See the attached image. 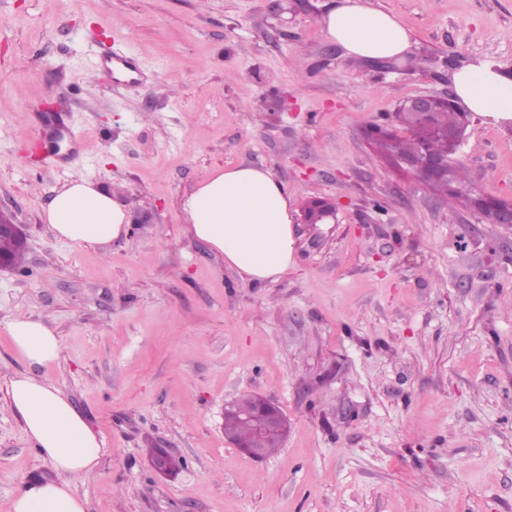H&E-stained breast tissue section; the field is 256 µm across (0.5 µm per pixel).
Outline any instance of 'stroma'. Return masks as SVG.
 I'll return each instance as SVG.
<instances>
[{"mask_svg": "<svg viewBox=\"0 0 512 512\" xmlns=\"http://www.w3.org/2000/svg\"><path fill=\"white\" fill-rule=\"evenodd\" d=\"M328 0H0V208L23 224L0 274V512L51 478L8 388L50 380L103 442L77 481L87 512H512V230L390 166L366 137L406 99L489 56L512 72V0H371L410 55L351 61L319 24ZM137 80L102 69L114 37ZM453 162L512 200V125L468 114ZM269 169L295 223L292 265L243 281L188 229L213 171ZM108 191L129 232L58 240L44 213L69 179ZM49 320L59 359L29 365L6 324ZM288 420L253 459L227 443L226 401ZM153 448L182 459L156 474ZM335 212L336 208L333 201L324 198L315 199L304 208L301 220L303 224L311 222L312 226L326 224L330 218L336 217Z\"/></svg>", "mask_w": 512, "mask_h": 512, "instance_id": "obj_1", "label": "stroma"}]
</instances>
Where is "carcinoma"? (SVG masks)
Wrapping results in <instances>:
<instances>
[{"mask_svg":"<svg viewBox=\"0 0 512 512\" xmlns=\"http://www.w3.org/2000/svg\"><path fill=\"white\" fill-rule=\"evenodd\" d=\"M401 133L383 131L377 127L371 134L378 153L393 161L396 157H406L419 152H428L444 157L454 155L461 141L449 138V133L465 128V117L447 102H438L428 119L401 105L397 111ZM224 432L232 435L241 444L251 448H263L265 454L275 452L281 444L276 435L260 433L253 423L242 419H226Z\"/></svg>","mask_w":512,"mask_h":512,"instance_id":"1","label":"carcinoma"}]
</instances>
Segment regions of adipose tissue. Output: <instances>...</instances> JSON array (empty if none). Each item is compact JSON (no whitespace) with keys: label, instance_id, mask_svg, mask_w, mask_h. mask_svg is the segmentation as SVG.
<instances>
[{"label":"adipose tissue","instance_id":"1","mask_svg":"<svg viewBox=\"0 0 512 512\" xmlns=\"http://www.w3.org/2000/svg\"><path fill=\"white\" fill-rule=\"evenodd\" d=\"M322 30L344 58L397 61L412 48L399 17L368 0H331ZM451 84L465 111L512 123V73L481 56L453 70ZM195 238L224 258L245 281L279 278L293 262L295 238L288 192L270 170L237 165L215 170L184 201ZM45 221L55 237L75 245L107 244L127 232L128 215L111 195L86 178L70 181L51 200ZM15 350L29 364L58 360L61 341L50 323L16 318L8 322ZM36 452L50 461L53 478L24 483L10 512H87L74 485L101 463V441L70 399L48 379L19 375L9 389Z\"/></svg>","mask_w":512,"mask_h":512}]
</instances>
